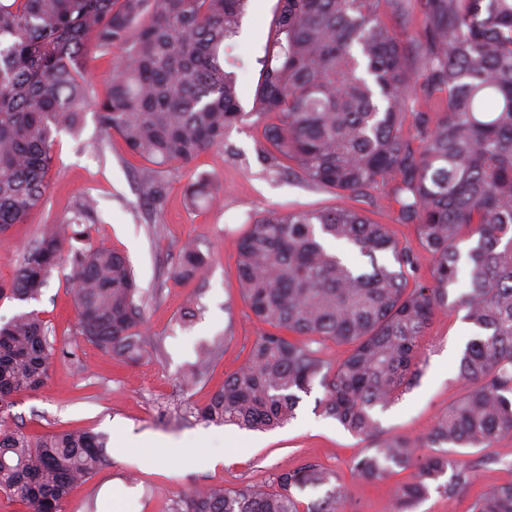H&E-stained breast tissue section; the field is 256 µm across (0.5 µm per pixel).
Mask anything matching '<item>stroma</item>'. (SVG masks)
Segmentation results:
<instances>
[{"instance_id": "obj_1", "label": "stroma", "mask_w": 512, "mask_h": 512, "mask_svg": "<svg viewBox=\"0 0 512 512\" xmlns=\"http://www.w3.org/2000/svg\"><path fill=\"white\" fill-rule=\"evenodd\" d=\"M277 0H251L233 54L240 101L251 109L259 77L255 60L262 56ZM262 127L253 118L230 127L220 148L199 155L192 172L166 173L168 194L160 213L146 205L137 176L144 165L123 140L104 134L92 115H85L78 134L61 133L55 165L42 203L26 223L0 232V283H9L24 249L43 225L71 215L76 203L91 200L94 222L88 244L128 256L136 280L147 290V328L161 349L136 365L77 336V319L69 284L71 264L61 259L39 300L0 299V323L22 311H36L49 329L55 348L50 376L40 390L21 394L6 409L7 419L29 434L90 429L107 437L111 467L73 489L65 512H113V493L130 489L123 512H167L174 494L199 487L236 488L270 481L280 470L315 462L336 471L347 490L345 512H390L392 490L409 473L394 469L383 482L369 484L352 473V463L367 453V440L352 435L315 408L321 388L303 397L296 419L268 432L195 420L190 405H202L245 360L263 330L243 302L236 278V244L255 213L328 209L340 197L287 176L267 171L256 146ZM205 176L219 190V202L190 207L186 186L192 175ZM349 206L370 220L388 225L400 243L415 240L412 225L396 220V207L384 188L349 198ZM197 239L207 257L203 276L173 279L181 245ZM193 309L189 327L179 319ZM472 327L463 312L438 313L420 339L422 376L416 386L379 419L385 431L421 439L438 415L459 398L458 379L465 333ZM221 343V358L207 377L184 390L183 370L196 359L200 345ZM204 433L210 443L196 447ZM466 459L477 473L475 490L512 482V438L495 447L468 449Z\"/></svg>"}]
</instances>
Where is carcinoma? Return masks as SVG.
I'll return each mask as SVG.
<instances>
[{
	"label": "carcinoma",
	"instance_id": "1",
	"mask_svg": "<svg viewBox=\"0 0 512 512\" xmlns=\"http://www.w3.org/2000/svg\"><path fill=\"white\" fill-rule=\"evenodd\" d=\"M382 1L395 12L406 3L278 0L246 113L227 65L249 0H0V232L40 205L58 135L75 132L88 109L147 163L140 176L155 212L167 197L163 173L224 146L248 114L263 125L258 159L273 172L343 197L389 186L397 221L434 258L432 280L414 275L411 246L353 207L254 216L238 241L237 280L269 329L192 414L273 430L318 385L320 412L373 442L353 474L374 483L411 471L394 490V512H413L433 488L452 500L474 485L461 449L512 438V0H421L423 30L404 40L384 23ZM95 50L117 53L102 98L90 91ZM216 194L203 180L187 187L193 208ZM92 209L86 200L44 225L0 298L38 299ZM336 242L370 268L344 260ZM181 253L175 278L203 270L198 242ZM70 280L78 334L125 363L143 360L154 342L129 260L107 247L77 250ZM460 310L477 331L459 361L464 392L421 440L385 435L378 412L421 377L419 339L438 312ZM48 334L34 311L0 325V493L26 512H63L73 487L112 464L99 433L34 439L1 416L15 396L45 385L55 356ZM317 339L347 355L328 365L311 347ZM221 354L219 344L201 349L182 385L200 382ZM344 503L336 472L304 462L263 485L195 489L168 512H344ZM469 512H512V483L478 493Z\"/></svg>",
	"mask_w": 512,
	"mask_h": 512
}]
</instances>
